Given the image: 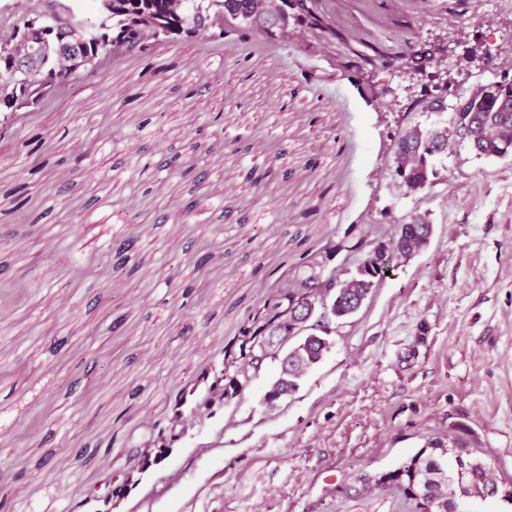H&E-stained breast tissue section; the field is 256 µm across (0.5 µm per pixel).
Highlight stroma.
Segmentation results:
<instances>
[{"label":"stroma","instance_id":"stroma-1","mask_svg":"<svg viewBox=\"0 0 512 512\" xmlns=\"http://www.w3.org/2000/svg\"><path fill=\"white\" fill-rule=\"evenodd\" d=\"M321 4L335 25L424 57L512 47V0ZM290 27L288 42L251 53L184 38L113 60L0 139V224L16 222L19 187L41 216L0 245V294H16L0 308V512H73L172 416L174 390L220 363L305 250L350 224L390 235L417 219L433 228L429 246L393 262L298 391L268 406L269 366L112 512H394L360 475L448 433L512 483V156L449 150L433 185L406 192L388 167L397 130L434 131L447 114L390 105L399 78L341 70V44ZM216 112L223 143L199 139L208 182L188 155L160 172ZM111 139L146 146L143 166L124 165ZM171 205L183 217L157 222ZM121 234L135 246L112 254L111 287L65 264Z\"/></svg>","mask_w":512,"mask_h":512}]
</instances>
